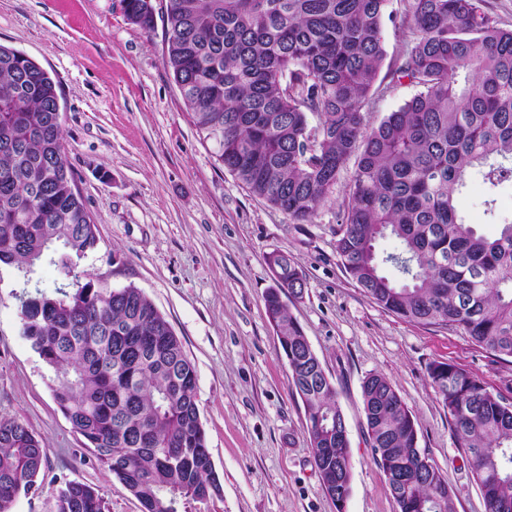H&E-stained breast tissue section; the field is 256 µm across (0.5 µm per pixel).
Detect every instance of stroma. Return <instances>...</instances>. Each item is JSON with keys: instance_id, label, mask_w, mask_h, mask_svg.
Masks as SVG:
<instances>
[{"instance_id": "1", "label": "stroma", "mask_w": 512, "mask_h": 512, "mask_svg": "<svg viewBox=\"0 0 512 512\" xmlns=\"http://www.w3.org/2000/svg\"><path fill=\"white\" fill-rule=\"evenodd\" d=\"M155 28L125 17L121 0H0V44L26 54L57 83L64 148L97 226L79 269L101 286H135L165 316L195 366L197 401L221 492L195 512H336L324 492L304 405L264 305L274 284L267 255L288 253L306 280L287 299L344 414L352 461L346 512H399L366 441L361 385L383 374L413 414L421 451L445 475L456 512H486L448 411L427 376L434 361L475 374L512 401V364L446 326L407 322L376 304L345 272L336 233L351 171L309 224L253 197L220 164L190 121L164 63L166 0ZM414 92L380 73L366 122L375 125ZM496 200L495 216L485 201ZM460 209L491 237L512 220V183L472 175ZM16 268H0V418L26 424L47 451L35 492L13 512H51L60 487L96 488L108 512H141L58 407L50 372L21 334Z\"/></svg>"}]
</instances>
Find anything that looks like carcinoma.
<instances>
[{"mask_svg":"<svg viewBox=\"0 0 512 512\" xmlns=\"http://www.w3.org/2000/svg\"><path fill=\"white\" fill-rule=\"evenodd\" d=\"M128 21L155 27L151 0H121ZM389 0H167L165 63L193 124L255 197L312 223L350 159L349 204L336 239L346 273L380 306L444 325L512 363V222L488 238L460 213L467 170L512 182V29L486 0H407L414 35L392 77L415 94L367 128L364 112L387 53ZM58 86L24 53L0 45V265L27 280L47 261L65 281L20 296L21 330L52 371L54 398L142 512H192L221 491L200 420L195 368L138 288H103L78 272L97 242L63 145ZM318 118L314 125L310 118ZM394 236L402 250L379 260ZM265 295L288 344L289 375L307 416L324 490L352 487L336 433L337 391L281 295L303 294L291 257ZM456 445L477 465L487 512H512V402L467 369L432 362ZM369 447L399 512H455L443 474L417 457L412 413L382 374L362 383ZM46 449L0 419V512L35 489ZM54 512H107L92 486L68 482Z\"/></svg>","mask_w":512,"mask_h":512,"instance_id":"cac0c4a2","label":"carcinoma"}]
</instances>
